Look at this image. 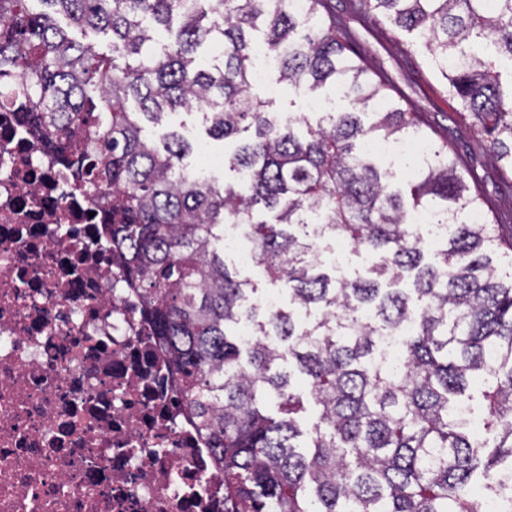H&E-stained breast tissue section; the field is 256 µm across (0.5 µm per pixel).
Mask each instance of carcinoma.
<instances>
[{
    "label": "carcinoma",
    "instance_id": "carcinoma-1",
    "mask_svg": "<svg viewBox=\"0 0 512 512\" xmlns=\"http://www.w3.org/2000/svg\"><path fill=\"white\" fill-rule=\"evenodd\" d=\"M0 0V82L28 103L26 125L94 202L112 198L109 242L121 277L171 356L186 410L224 472L228 512H483L512 476V278L491 254H512L448 152L414 158L406 187L359 147L364 138L421 140L418 118L386 95L328 0ZM366 14L416 32L457 111L473 119L493 161L512 172V0H358ZM112 31V58L76 44L54 14ZM180 26L155 45L159 28ZM276 55L278 82L313 95L329 84L347 107L328 125L283 124L252 92V30ZM211 41L221 62L194 56ZM134 100L139 109L128 111ZM202 103L209 134H242L225 168L248 180H187L188 145L142 136ZM448 225L433 259L407 222ZM243 224L259 264L288 286V310L246 305L253 289L224 263V225ZM343 240L375 257L342 280L310 258ZM247 320L249 341L238 336ZM403 337L398 363L380 337ZM290 358L298 391L279 370ZM486 407L484 441L459 407L473 381ZM321 409L310 443L295 419ZM276 400L281 416L266 411Z\"/></svg>",
    "mask_w": 512,
    "mask_h": 512
}]
</instances>
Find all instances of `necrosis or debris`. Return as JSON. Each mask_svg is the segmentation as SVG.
Segmentation results:
<instances>
[{
    "mask_svg": "<svg viewBox=\"0 0 512 512\" xmlns=\"http://www.w3.org/2000/svg\"><path fill=\"white\" fill-rule=\"evenodd\" d=\"M66 175L0 104V512H225L224 474L186 411L111 201Z\"/></svg>",
    "mask_w": 512,
    "mask_h": 512,
    "instance_id": "necrosis-or-debris-1",
    "label": "necrosis or debris"
}]
</instances>
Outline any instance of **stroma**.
<instances>
[{"instance_id": "35a3bbf8", "label": "stroma", "mask_w": 512, "mask_h": 512, "mask_svg": "<svg viewBox=\"0 0 512 512\" xmlns=\"http://www.w3.org/2000/svg\"><path fill=\"white\" fill-rule=\"evenodd\" d=\"M329 10L347 23L371 72L389 78V95L399 100L404 110L417 113L428 142L447 147L461 172L476 176V189L487 220L495 224L501 238L512 237V185L505 181L498 164L474 132L471 117L457 112L431 55L413 34L392 26L381 14L361 13L356 0H330ZM205 116L202 107L182 110L168 115L160 125L143 122L142 134L158 145L165 134L178 133L192 146L183 159L184 166L204 168L207 179L220 183L226 171L210 167L209 160L224 156L235 145L212 139Z\"/></svg>"}]
</instances>
